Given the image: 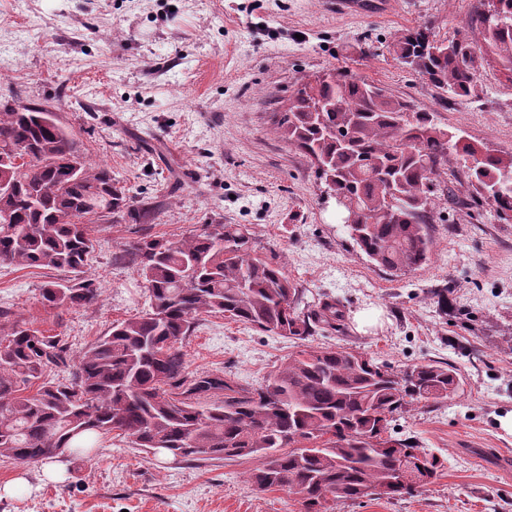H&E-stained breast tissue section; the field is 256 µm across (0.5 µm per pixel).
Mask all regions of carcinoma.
I'll list each match as a JSON object with an SVG mask.
<instances>
[{"instance_id": "cac0c4a2", "label": "carcinoma", "mask_w": 512, "mask_h": 512, "mask_svg": "<svg viewBox=\"0 0 512 512\" xmlns=\"http://www.w3.org/2000/svg\"><path fill=\"white\" fill-rule=\"evenodd\" d=\"M471 23L481 50L512 73V0H483ZM467 42L440 41L426 25L397 36L393 51L432 86L455 97L475 92V65L460 61ZM276 132L316 166L327 192L356 210L350 238L395 275L429 261V219L437 195L458 200L442 179L448 152L472 164L473 193L512 214V154L467 141L433 113L347 72L300 79ZM0 265L71 273L42 288L49 309L88 308L98 291L81 277L99 217L145 224L139 205L102 165L89 164L75 135L42 105L0 104ZM122 259L145 282L144 315L112 324L80 353L68 377L46 372L67 362L62 338L33 336L0 308V458L39 463L72 448H94L114 430L155 457L178 461L258 458L257 489L299 496L304 512L328 501L412 497L437 477L439 461L410 437L392 436L394 416L458 392L445 362L402 372L352 349L312 347L275 367L257 386L188 369L183 341L199 317L222 314L262 331L309 342L339 320L323 302L303 310V291L276 257L258 254L244 224H201L188 238L141 235ZM221 396L207 407L206 396Z\"/></svg>"}]
</instances>
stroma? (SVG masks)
<instances>
[{"label": "stroma", "mask_w": 512, "mask_h": 512, "mask_svg": "<svg viewBox=\"0 0 512 512\" xmlns=\"http://www.w3.org/2000/svg\"><path fill=\"white\" fill-rule=\"evenodd\" d=\"M379 14L340 15L331 0H0V100L52 107L87 162L108 166L136 200L157 205L148 234L178 239L201 224H244L275 253L305 301L336 302L339 325L315 345L352 348L394 370L453 364V398L396 416L441 462L434 482L400 500L339 503L332 512H512V217L471 188L440 201L430 260L401 276L374 266L350 240L311 161L274 129V114L302 77L348 70L384 87L468 141L512 153V77L482 60L477 89L458 99L400 64L405 30L479 49L470 24L480 0H386ZM85 278L86 309L45 308L40 290L58 270L0 267V306L41 335L62 336L69 359L113 322L148 308L144 282L120 254L127 224H97ZM449 286L463 316L446 317L429 290ZM381 313L356 329L354 316ZM294 341L221 316L202 317L186 339L190 370L256 385L295 353ZM67 476L32 494L0 499V512H303L299 498L260 491L252 458L188 464L154 458L110 434L68 456Z\"/></svg>", "instance_id": "1"}]
</instances>
